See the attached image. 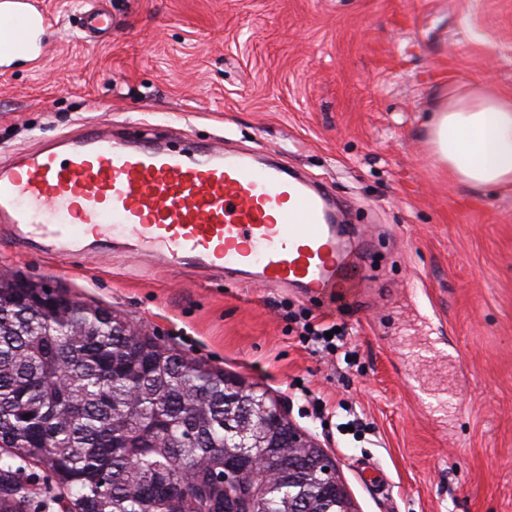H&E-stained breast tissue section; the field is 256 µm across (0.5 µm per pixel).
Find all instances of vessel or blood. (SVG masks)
Listing matches in <instances>:
<instances>
[{
  "label": "vessel or blood",
  "mask_w": 512,
  "mask_h": 512,
  "mask_svg": "<svg viewBox=\"0 0 512 512\" xmlns=\"http://www.w3.org/2000/svg\"><path fill=\"white\" fill-rule=\"evenodd\" d=\"M17 2L0 27V56L27 53L33 26L52 23L38 0ZM115 27L100 7L77 24L85 41ZM0 232L40 240L71 263L118 255L196 278L339 294L350 304L364 294L363 254L337 224L334 198L260 150L92 126L0 165Z\"/></svg>",
  "instance_id": "1"
}]
</instances>
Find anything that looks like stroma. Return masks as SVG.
I'll list each match as a JSON object with an SVG mask.
<instances>
[{
  "label": "stroma",
  "instance_id": "35a3bbf8",
  "mask_svg": "<svg viewBox=\"0 0 512 512\" xmlns=\"http://www.w3.org/2000/svg\"><path fill=\"white\" fill-rule=\"evenodd\" d=\"M82 2L42 0L53 27L0 58V164L106 119L261 145L346 202L371 286L339 317L294 288L129 258L68 273L4 236L0 276L268 392L335 460L354 512H512V185L455 182L427 141L451 91L512 96V0H110L117 29L98 44L74 27ZM293 310L345 323L348 358L305 349ZM356 417L367 432L347 431ZM365 461L385 492L361 481Z\"/></svg>",
  "mask_w": 512,
  "mask_h": 512
}]
</instances>
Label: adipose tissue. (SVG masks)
<instances>
[{"instance_id":"obj_1","label":"adipose tissue","mask_w":512,"mask_h":512,"mask_svg":"<svg viewBox=\"0 0 512 512\" xmlns=\"http://www.w3.org/2000/svg\"><path fill=\"white\" fill-rule=\"evenodd\" d=\"M428 142L437 164L466 186L512 182V98L480 89L451 93L431 119Z\"/></svg>"}]
</instances>
